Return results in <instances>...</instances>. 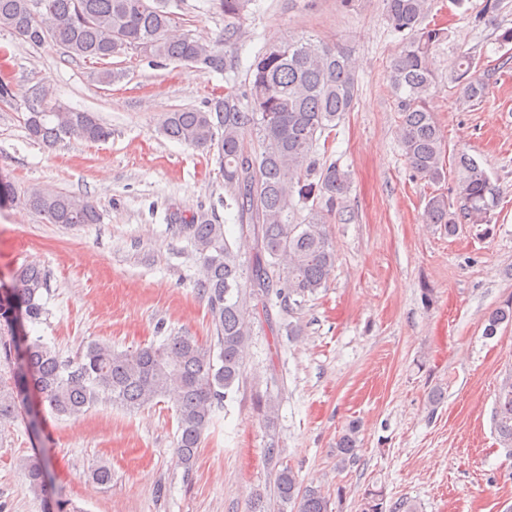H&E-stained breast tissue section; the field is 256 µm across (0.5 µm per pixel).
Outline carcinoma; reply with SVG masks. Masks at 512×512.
Here are the masks:
<instances>
[{
    "label": "carcinoma",
    "instance_id": "1",
    "mask_svg": "<svg viewBox=\"0 0 512 512\" xmlns=\"http://www.w3.org/2000/svg\"><path fill=\"white\" fill-rule=\"evenodd\" d=\"M255 0H212L224 15V45L243 36L241 20ZM386 21L402 38L389 80L398 99L399 144L419 176L438 182L443 176L442 135L430 100L438 90L427 64L445 31L424 26L430 0H384ZM176 0H0V31L6 30L33 47L55 44L74 61L107 60L128 49L160 61L184 62L210 73L238 71V57L174 31L184 18L172 10ZM468 54L459 58L453 82L460 99L478 102L487 93L485 79L472 73ZM24 128L29 139L46 147L66 140L96 142L111 132L91 112L52 102V92L34 85L23 94ZM357 80L346 51L311 38H290L261 49L242 86L231 85L205 110L164 113L160 131L167 137L214 155L236 221L254 242L249 265L226 237L224 225L206 212L182 219L201 259L197 286L207 298L214 342L192 336H168L156 346L118 351L94 341L74 361H64L41 336L26 331L16 343L15 328L32 325L45 313V271L35 264L18 268L12 288L0 296V359L16 363L11 381L0 380V424L16 417L34 394L51 413L78 419L102 400L135 411L163 400L175 409L178 463L194 466L213 414L242 376L248 345L249 308L268 313L272 299L291 311L326 286L336 266L327 229L349 189L348 172L325 163L329 139L345 113L354 108ZM455 202L442 195L428 199L424 220L450 235L460 224H489L499 204L498 189L481 164L461 152ZM26 206L48 224H96L100 215L88 201L61 192L33 189ZM307 211L296 223L295 215ZM512 323V302L486 319L484 335L493 337ZM492 428L500 445L512 451V381L498 388ZM358 426L352 423L336 441L340 467L356 461ZM51 459L36 453L22 461L26 490L48 492ZM274 496L297 512H328L321 488L301 487L293 469L276 474ZM361 512H417L401 499L386 503L379 490H367Z\"/></svg>",
    "mask_w": 512,
    "mask_h": 512
}]
</instances>
